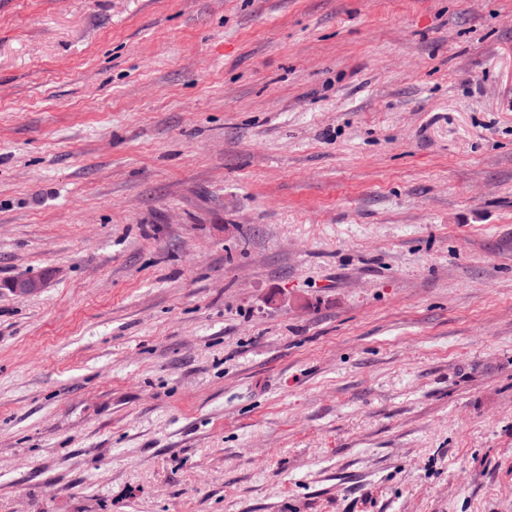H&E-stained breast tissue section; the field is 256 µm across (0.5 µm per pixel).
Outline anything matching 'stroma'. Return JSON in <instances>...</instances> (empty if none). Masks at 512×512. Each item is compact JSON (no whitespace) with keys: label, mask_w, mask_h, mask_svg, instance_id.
Instances as JSON below:
<instances>
[{"label":"stroma","mask_w":512,"mask_h":512,"mask_svg":"<svg viewBox=\"0 0 512 512\" xmlns=\"http://www.w3.org/2000/svg\"><path fill=\"white\" fill-rule=\"evenodd\" d=\"M0 512H512V0H0Z\"/></svg>","instance_id":"35a3bbf8"}]
</instances>
